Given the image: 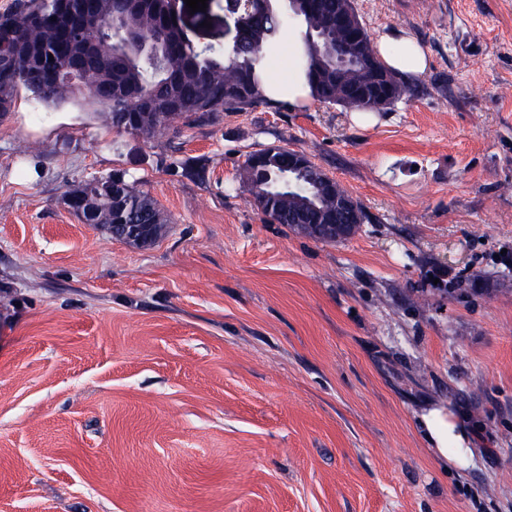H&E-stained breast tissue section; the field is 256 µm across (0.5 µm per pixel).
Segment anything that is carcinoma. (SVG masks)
<instances>
[{"mask_svg":"<svg viewBox=\"0 0 512 512\" xmlns=\"http://www.w3.org/2000/svg\"><path fill=\"white\" fill-rule=\"evenodd\" d=\"M88 22V29L112 22L105 31L112 54L90 57L83 82L37 81L33 70L43 58L58 67L80 52L54 17L61 5ZM179 0H16L0 15V95L12 111L20 89L48 106L87 99L101 107L113 129L153 138L172 122L208 121L223 112H242L270 105L274 88L267 80L271 56L288 46V32L298 35L297 76L324 104L365 110L383 109L412 88L399 82L376 53L370 39L357 42L336 29V18L352 0H240L236 42L224 47L194 41L173 12ZM350 62L336 65V53ZM288 152L273 148L248 156L241 181L252 201L276 224L314 238V224H362V208L335 217L328 185L338 186L313 162L291 171L298 187H288ZM112 205L123 224H152V245L167 219L155 200L138 190L126 174L114 173L90 190L68 192L69 207L80 213L88 194Z\"/></svg>","mask_w":512,"mask_h":512,"instance_id":"carcinoma-1","label":"carcinoma"}]
</instances>
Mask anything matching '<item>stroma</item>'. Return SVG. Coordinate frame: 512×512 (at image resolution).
Masks as SVG:
<instances>
[{"mask_svg":"<svg viewBox=\"0 0 512 512\" xmlns=\"http://www.w3.org/2000/svg\"><path fill=\"white\" fill-rule=\"evenodd\" d=\"M429 66L154 138L19 91L0 118V512H512V0H353ZM304 153L363 208L322 243L240 172ZM205 159L203 179L182 173ZM127 172L149 247L68 191ZM467 425L445 460L418 422Z\"/></svg>","mask_w":512,"mask_h":512,"instance_id":"stroma-1","label":"stroma"}]
</instances>
